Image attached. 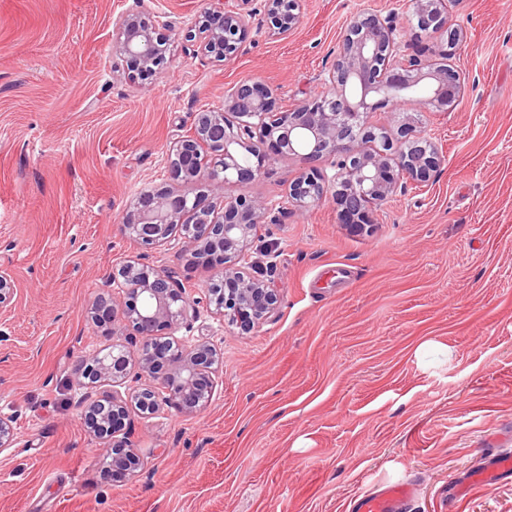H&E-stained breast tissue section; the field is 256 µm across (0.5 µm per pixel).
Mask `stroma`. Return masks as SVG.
<instances>
[{
  "mask_svg": "<svg viewBox=\"0 0 512 512\" xmlns=\"http://www.w3.org/2000/svg\"><path fill=\"white\" fill-rule=\"evenodd\" d=\"M133 3L0 0V265L17 289L4 319L14 344L0 350V416L16 433L0 452V512H347L353 494L405 479L414 512H512V482L448 506L449 474L512 429V0H448L470 89L451 111L413 113L440 168L387 200L369 232L347 229L334 196L289 205L296 157L226 185L284 207L251 248L279 306L247 334L207 311L173 329L220 351L213 397L193 415L131 414L143 466L119 481L77 405L76 372L141 339L122 309L100 326L89 308L133 257L192 298L212 276L180 247L123 232L136 195L202 196L171 176L167 152L239 82L294 106L320 91L352 17L411 14L408 0H304L288 35L255 18L236 57L205 63L188 37L204 0H144L146 18L170 23L169 63L131 79L112 21Z\"/></svg>",
  "mask_w": 512,
  "mask_h": 512,
  "instance_id": "obj_1",
  "label": "stroma"
}]
</instances>
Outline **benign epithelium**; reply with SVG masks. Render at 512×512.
Returning a JSON list of instances; mask_svg holds the SVG:
<instances>
[{"mask_svg":"<svg viewBox=\"0 0 512 512\" xmlns=\"http://www.w3.org/2000/svg\"><path fill=\"white\" fill-rule=\"evenodd\" d=\"M413 23H400L393 14L374 11L354 16L323 79L327 91L301 101L286 111L276 109V94L269 86L243 81L224 96L218 110L194 115L192 132L175 142L168 156L175 177L205 181L220 199L222 211L181 194L143 190L126 214L122 229L145 248L175 242L194 252L202 262L218 267L204 298H190L165 271L127 260L112 278L104 281L92 305V318L111 322L116 304L124 306L126 325L141 337V373L133 374L126 351L94 353L81 359L77 379L89 389L104 382L135 386L127 397L114 393L79 401L87 428L95 436L112 440L106 454L119 478L134 475L140 456L115 434L126 426L129 409L142 415L170 405L185 414L201 410L215 390L217 350L207 342L186 345L161 341L164 326L191 327L200 305L251 331L268 318L279 301L273 281L249 269L248 248L260 224L276 222V205L262 197H228L229 183L254 181L265 163L298 157L302 168L288 185V201L297 207L321 203L327 181L336 184V201L345 222L356 230L374 222L375 212L407 183L422 184L439 165L431 139L419 132L407 136V127L376 133L365 125V115L402 101V95L425 79L435 85L411 98L416 112H448L465 92L466 80L445 62L405 53V43L424 35L459 41L451 28L447 0H410ZM302 0H210L195 22L198 40L192 54L203 61L223 63L236 55L257 16L269 19L272 28L286 35L298 23ZM115 50L127 70L160 75L168 60L161 48L156 23L132 10L113 22ZM381 139L382 149L366 148L368 140ZM333 158L331 179L312 163ZM15 288L9 270L0 267V315L11 313ZM156 378L141 383L142 374ZM16 440L13 421L0 416V450Z\"/></svg>","mask_w":512,"mask_h":512,"instance_id":"obj_1","label":"benign epithelium"}]
</instances>
